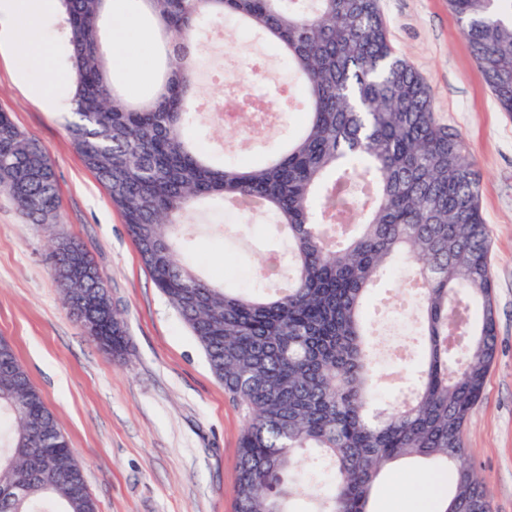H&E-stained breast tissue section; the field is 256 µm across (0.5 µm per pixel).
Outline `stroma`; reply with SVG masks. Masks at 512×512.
<instances>
[{
	"instance_id": "35a3bbf8",
	"label": "stroma",
	"mask_w": 512,
	"mask_h": 512,
	"mask_svg": "<svg viewBox=\"0 0 512 512\" xmlns=\"http://www.w3.org/2000/svg\"><path fill=\"white\" fill-rule=\"evenodd\" d=\"M391 42L433 93L442 123L458 131L478 161L481 207L491 244L497 351L481 401L464 430L467 458L483 481L491 512H512V115L502 112L475 64L448 0H380ZM58 47L48 72L17 53L0 54V111L8 112L50 158L61 205L55 223L33 224L0 190V336L12 342L33 384L67 434L98 512H233L243 416L212 374L204 353L154 288L123 218L76 153L71 111L51 110L34 94L65 71V15L39 21ZM248 45L265 60V82L288 75L275 51L233 19L205 28V76L196 130L209 148L233 160L253 158L283 133L251 141L225 130L218 74L245 69ZM210 231L189 226L188 252L213 279L253 282L267 248L254 226L223 239L219 226L240 223L216 210ZM68 235L89 252L107 281L112 306L127 327L112 355L86 334L64 304L51 265V241ZM435 466L408 460L377 485L376 512H406L425 495H443Z\"/></svg>"
}]
</instances>
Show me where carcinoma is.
<instances>
[{
    "instance_id": "cac0c4a2",
    "label": "carcinoma",
    "mask_w": 512,
    "mask_h": 512,
    "mask_svg": "<svg viewBox=\"0 0 512 512\" xmlns=\"http://www.w3.org/2000/svg\"><path fill=\"white\" fill-rule=\"evenodd\" d=\"M76 120L68 132L106 189L157 290L243 413L236 512H375L402 459L449 470L436 512H489L464 428L496 353L490 239L477 160L442 124L424 77L399 57L379 0H142L172 46L161 83L129 100L101 47L105 0H62ZM495 99L512 113V0H448ZM233 18L273 45L302 105L259 158L216 164L186 133L202 86L201 20ZM0 188L35 224L59 209L47 154L0 112ZM288 244L284 286L264 258L258 285L226 288L181 245L200 205ZM54 272L95 340L126 328L82 244L53 242ZM414 343L392 354L409 385L385 399L367 303L396 264ZM69 439L0 336V512H97Z\"/></svg>"
}]
</instances>
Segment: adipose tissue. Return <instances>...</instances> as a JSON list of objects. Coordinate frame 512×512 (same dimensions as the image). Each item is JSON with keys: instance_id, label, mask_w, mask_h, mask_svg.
<instances>
[{"instance_id": "1", "label": "adipose tissue", "mask_w": 512, "mask_h": 512, "mask_svg": "<svg viewBox=\"0 0 512 512\" xmlns=\"http://www.w3.org/2000/svg\"><path fill=\"white\" fill-rule=\"evenodd\" d=\"M61 0H0V44L5 43L22 56L39 58L46 68H53L58 49L47 37L38 35V20L63 12ZM150 42L132 32L118 36L111 47L112 65L125 70L131 83L150 80Z\"/></svg>"}]
</instances>
